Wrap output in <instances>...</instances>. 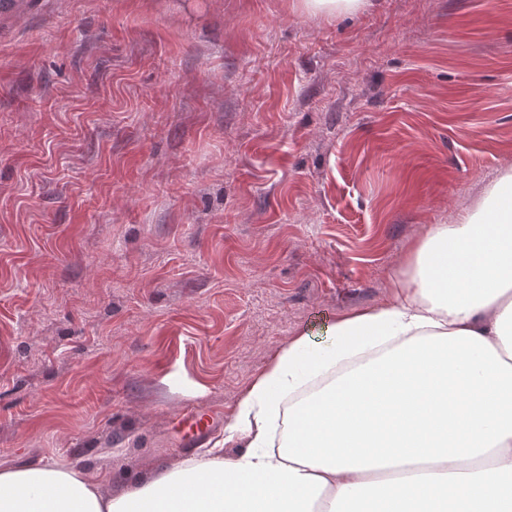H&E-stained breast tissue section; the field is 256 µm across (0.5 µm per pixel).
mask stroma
<instances>
[{"label": "stroma", "instance_id": "stroma-1", "mask_svg": "<svg viewBox=\"0 0 512 512\" xmlns=\"http://www.w3.org/2000/svg\"><path fill=\"white\" fill-rule=\"evenodd\" d=\"M512 166V0L0 14V465L119 493ZM370 4L369 0H299V7L312 15L352 14Z\"/></svg>", "mask_w": 512, "mask_h": 512}]
</instances>
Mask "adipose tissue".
<instances>
[{
	"label": "adipose tissue",
	"mask_w": 512,
	"mask_h": 512,
	"mask_svg": "<svg viewBox=\"0 0 512 512\" xmlns=\"http://www.w3.org/2000/svg\"><path fill=\"white\" fill-rule=\"evenodd\" d=\"M289 339L210 448L119 494L0 468V512H512V168L431 224L388 301Z\"/></svg>",
	"instance_id": "1"
}]
</instances>
